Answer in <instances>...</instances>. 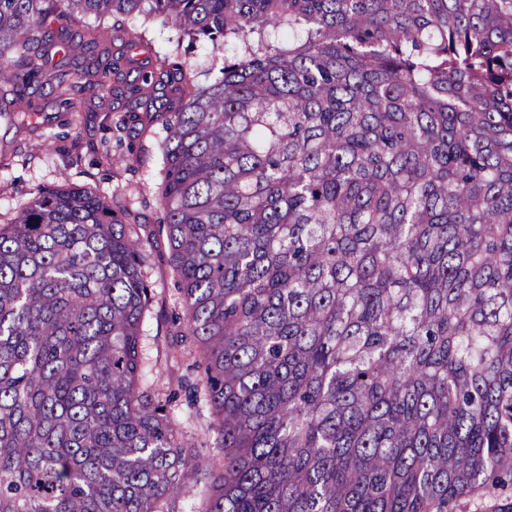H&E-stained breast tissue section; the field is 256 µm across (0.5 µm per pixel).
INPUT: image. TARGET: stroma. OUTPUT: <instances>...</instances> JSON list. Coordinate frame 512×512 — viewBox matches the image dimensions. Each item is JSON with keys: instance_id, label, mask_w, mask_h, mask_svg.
<instances>
[{"instance_id": "1", "label": "stroma", "mask_w": 512, "mask_h": 512, "mask_svg": "<svg viewBox=\"0 0 512 512\" xmlns=\"http://www.w3.org/2000/svg\"><path fill=\"white\" fill-rule=\"evenodd\" d=\"M146 25L147 46L124 51L121 41H113V52H124L125 69L131 70L155 51L168 49L176 35L172 24L150 18ZM39 119L35 125L18 128L0 120V224L45 189L77 185L92 188L110 202H120L138 214L140 221L154 222L160 215L156 203L159 181L158 137L147 138L145 163L113 159L111 129L123 115L119 97L102 102L94 87H87L76 111L59 109L54 95L37 97ZM167 241L150 248L146 267L154 301L141 326V347L145 362V384L162 393L177 389L195 360L193 352L172 350L168 344V316L177 296L169 263ZM182 437L194 452L212 455L214 434L208 428L209 411L205 403L188 406L173 404Z\"/></svg>"}]
</instances>
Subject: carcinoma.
<instances>
[{
	"label": "carcinoma",
	"mask_w": 512,
	"mask_h": 512,
	"mask_svg": "<svg viewBox=\"0 0 512 512\" xmlns=\"http://www.w3.org/2000/svg\"><path fill=\"white\" fill-rule=\"evenodd\" d=\"M150 16L229 48L220 76L156 51L110 88L109 32L146 44ZM78 49L135 160L164 132L173 345L216 454L141 383L132 211L55 188L0 224V512H448L512 484V0H0V116L75 111ZM176 414L182 438L191 446L194 452L207 457L212 454L214 447V434L208 428L209 411L203 401L195 407H189L185 401H177L172 405Z\"/></svg>",
	"instance_id": "obj_1"
}]
</instances>
